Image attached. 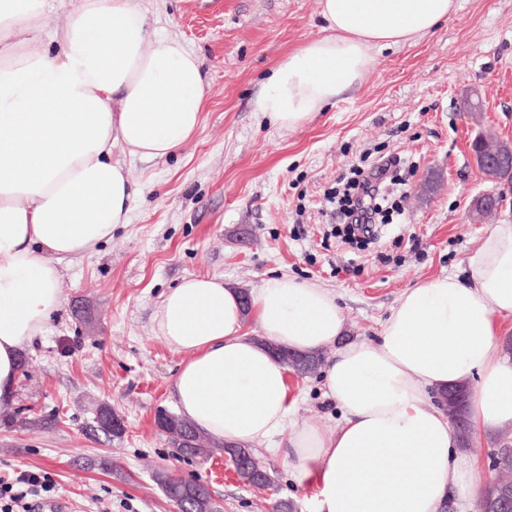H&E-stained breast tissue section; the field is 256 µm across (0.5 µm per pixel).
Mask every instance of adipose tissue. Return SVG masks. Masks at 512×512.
Returning a JSON list of instances; mask_svg holds the SVG:
<instances>
[{"instance_id":"ef3b65f1","label":"adipose tissue","mask_w":512,"mask_h":512,"mask_svg":"<svg viewBox=\"0 0 512 512\" xmlns=\"http://www.w3.org/2000/svg\"><path fill=\"white\" fill-rule=\"evenodd\" d=\"M45 0H0V402L21 354L62 306V261L129 224L128 174L114 152L161 159L203 121L198 55L152 34L138 0H73L54 50L37 51ZM459 0H320L325 34L288 54L254 109L294 129L351 87L374 50L404 45L457 12ZM254 315L262 339L245 330ZM512 220L489 225L464 274L407 288L375 343L348 339L336 295L279 275L243 304L219 276L169 290L154 320L185 359L173 381L180 416L229 446L284 434L297 480L316 484L315 512H440L449 491L484 484L432 394L471 384L474 435L512 427ZM299 353L334 345L326 394L343 419L289 427L285 366L265 340Z\"/></svg>"}]
</instances>
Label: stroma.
I'll use <instances>...</instances> for the list:
<instances>
[{"mask_svg": "<svg viewBox=\"0 0 512 512\" xmlns=\"http://www.w3.org/2000/svg\"><path fill=\"white\" fill-rule=\"evenodd\" d=\"M458 12L416 42L373 52L362 80L304 125L282 129L254 101L288 53L323 36L319 0H140L151 28L202 60L207 103L199 131L175 156L114 153L136 192L130 222L64 265L63 306L25 354L12 402L0 405V477L30 470L52 492L30 505L68 512H175L155 471L203 484L222 512H312L314 486L296 481L286 448L253 446L266 489L245 486L228 457L179 456L155 425L176 412L183 354L158 338L154 315L182 278L216 275L254 290L286 274L331 289L352 339L375 342L415 282L464 273L486 224L512 220V184L485 181L471 150L480 133L512 141V0H459ZM478 95L479 114L463 102ZM394 152L408 196L401 221L379 224L366 247L342 243L320 213L324 193L365 157ZM500 196L487 222L476 196ZM293 422L335 428L341 412L324 373L289 376ZM109 404L126 432L95 431ZM58 416L52 427L33 418Z\"/></svg>", "mask_w": 512, "mask_h": 512, "instance_id": "35a3bbf8", "label": "stroma"}]
</instances>
